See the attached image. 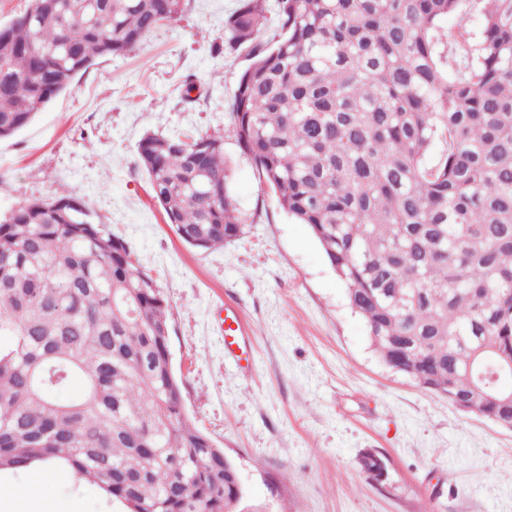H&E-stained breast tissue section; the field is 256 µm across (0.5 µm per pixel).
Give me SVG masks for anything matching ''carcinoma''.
Segmentation results:
<instances>
[{
  "instance_id": "cac0c4a2",
  "label": "carcinoma",
  "mask_w": 512,
  "mask_h": 512,
  "mask_svg": "<svg viewBox=\"0 0 512 512\" xmlns=\"http://www.w3.org/2000/svg\"><path fill=\"white\" fill-rule=\"evenodd\" d=\"M461 2L279 0L282 34L263 43L262 5L242 0L224 49L250 47L238 143L310 227L380 360L487 418L501 406L473 385L512 350V0H481L480 40L450 33L449 55ZM184 8L29 0L0 24V140ZM137 154L184 244L243 234L223 136L147 133ZM50 459L127 512H242L238 468L184 412L157 280L70 195L0 211V473Z\"/></svg>"
}]
</instances>
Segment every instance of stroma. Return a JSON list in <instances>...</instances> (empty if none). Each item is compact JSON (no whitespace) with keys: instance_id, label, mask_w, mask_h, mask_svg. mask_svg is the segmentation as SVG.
Wrapping results in <instances>:
<instances>
[{"instance_id":"35a3bbf8","label":"stroma","mask_w":512,"mask_h":512,"mask_svg":"<svg viewBox=\"0 0 512 512\" xmlns=\"http://www.w3.org/2000/svg\"><path fill=\"white\" fill-rule=\"evenodd\" d=\"M238 5L187 0L136 52L99 60L0 141V210L66 191L130 246L168 304L185 412L236 464L261 512H512V428L381 362L310 228L239 146L229 112L247 60L223 49ZM148 131L223 135L239 240L205 251L178 240L138 162ZM228 312L245 330L242 361L224 352ZM368 448L386 458L383 484L358 464ZM41 494L124 512L80 479Z\"/></svg>"}]
</instances>
